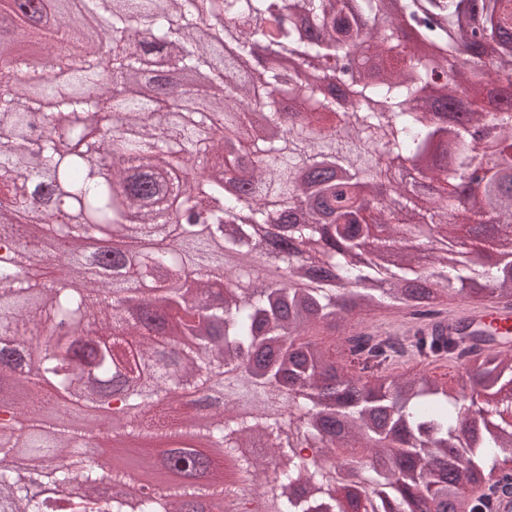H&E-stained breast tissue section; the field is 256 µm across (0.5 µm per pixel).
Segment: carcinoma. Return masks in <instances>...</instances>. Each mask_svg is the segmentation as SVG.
Listing matches in <instances>:
<instances>
[{
	"instance_id": "carcinoma-1",
	"label": "carcinoma",
	"mask_w": 512,
	"mask_h": 512,
	"mask_svg": "<svg viewBox=\"0 0 512 512\" xmlns=\"http://www.w3.org/2000/svg\"><path fill=\"white\" fill-rule=\"evenodd\" d=\"M512 0H82L102 20L81 38L66 0L0 10V41L34 42L59 85L20 60L0 70V500L11 512H125L68 459L94 437L64 425L97 398L114 412L153 397L207 448L240 459L242 486L211 480L218 460L168 444L158 463L192 479L145 493L138 512L218 510L259 489L278 512L343 510L346 471L361 512H469L512 489V352L475 322L439 318L512 301V238L457 225L512 226ZM224 15L231 27L205 17ZM390 57L331 93L346 54ZM159 57L202 83L133 85ZM110 82L90 98L102 63ZM450 69L439 112L424 97ZM261 121L250 120V112ZM40 196L34 224L20 219ZM119 248L83 290L24 267ZM479 245H474V242ZM234 283L211 300L217 280ZM396 329L379 332L382 310ZM340 336L339 352L324 337ZM466 374L448 381L446 363ZM161 409L127 431L163 439ZM288 453V464L276 463ZM384 456L380 468L368 455ZM41 497L28 493L38 480Z\"/></svg>"
}]
</instances>
